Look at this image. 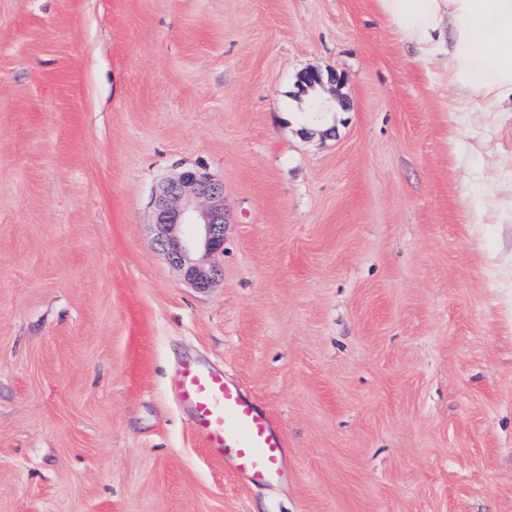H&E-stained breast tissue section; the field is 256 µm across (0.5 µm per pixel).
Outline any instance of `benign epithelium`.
Here are the masks:
<instances>
[{
  "instance_id": "7a95c632",
  "label": "benign epithelium",
  "mask_w": 512,
  "mask_h": 512,
  "mask_svg": "<svg viewBox=\"0 0 512 512\" xmlns=\"http://www.w3.org/2000/svg\"><path fill=\"white\" fill-rule=\"evenodd\" d=\"M326 83H340L331 72H304L300 90L306 92ZM156 245L170 263L183 272L194 288L212 287L221 275L215 264L206 265L197 258L224 253V229L228 214L224 205V184L206 172L185 167L163 181L153 197Z\"/></svg>"
}]
</instances>
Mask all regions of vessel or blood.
<instances>
[{"label":"vessel or blood","instance_id":"1","mask_svg":"<svg viewBox=\"0 0 512 512\" xmlns=\"http://www.w3.org/2000/svg\"><path fill=\"white\" fill-rule=\"evenodd\" d=\"M179 396L196 433L218 456L229 457L235 472L257 483L285 477L287 447L270 416L222 373L185 366Z\"/></svg>","mask_w":512,"mask_h":512}]
</instances>
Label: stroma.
I'll use <instances>...</instances> for the list:
<instances>
[{"instance_id":"35a3bbf8","label":"stroma","mask_w":512,"mask_h":512,"mask_svg":"<svg viewBox=\"0 0 512 512\" xmlns=\"http://www.w3.org/2000/svg\"><path fill=\"white\" fill-rule=\"evenodd\" d=\"M456 99L375 0H0V512H512V110ZM184 166L206 290L154 241ZM185 363L287 483L208 451ZM153 206L156 245L193 288H211L221 269L196 256L224 252V229L230 223L223 183L200 169L185 167L159 185ZM179 396L196 433L218 456L231 459L235 472L253 482L273 483L285 477L287 447L270 416L220 373L186 365Z\"/></svg>"}]
</instances>
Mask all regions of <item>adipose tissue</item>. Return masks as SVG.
Listing matches in <instances>:
<instances>
[{"mask_svg": "<svg viewBox=\"0 0 512 512\" xmlns=\"http://www.w3.org/2000/svg\"><path fill=\"white\" fill-rule=\"evenodd\" d=\"M460 101L512 102V0H377Z\"/></svg>", "mask_w": 512, "mask_h": 512, "instance_id": "1", "label": "adipose tissue"}]
</instances>
